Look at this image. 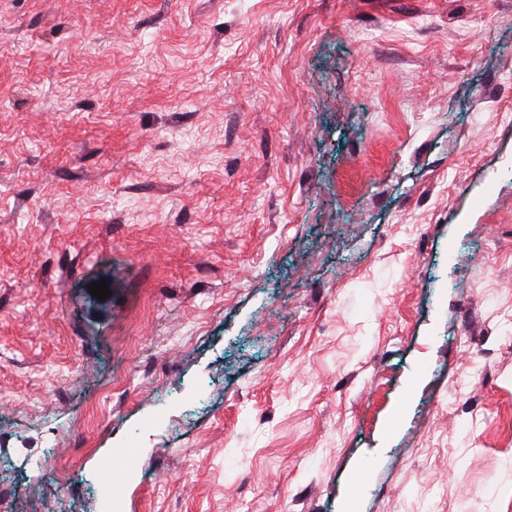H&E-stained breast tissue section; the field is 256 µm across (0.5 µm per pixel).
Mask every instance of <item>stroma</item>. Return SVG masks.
I'll use <instances>...</instances> for the list:
<instances>
[{
  "mask_svg": "<svg viewBox=\"0 0 512 512\" xmlns=\"http://www.w3.org/2000/svg\"><path fill=\"white\" fill-rule=\"evenodd\" d=\"M110 483L512 512V0H0V512Z\"/></svg>",
  "mask_w": 512,
  "mask_h": 512,
  "instance_id": "stroma-1",
  "label": "stroma"
}]
</instances>
